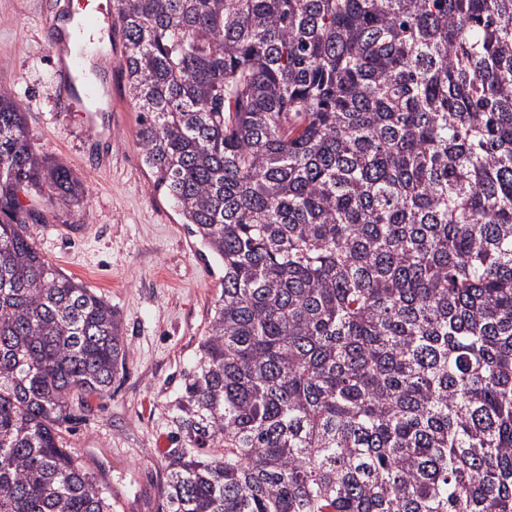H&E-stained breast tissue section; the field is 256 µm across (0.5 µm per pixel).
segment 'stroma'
Wrapping results in <instances>:
<instances>
[{
	"label": "stroma",
	"instance_id": "35a3bbf8",
	"mask_svg": "<svg viewBox=\"0 0 512 512\" xmlns=\"http://www.w3.org/2000/svg\"><path fill=\"white\" fill-rule=\"evenodd\" d=\"M88 3L103 9L109 0H0V87L25 112L32 144L86 187L80 202L41 206L27 231L55 267L111 303L128 346L111 391L78 413L66 444L111 488L117 512H162L167 406L196 357L223 270L152 188L126 93L120 27L110 36L108 111L89 121L69 109L48 29Z\"/></svg>",
	"mask_w": 512,
	"mask_h": 512
}]
</instances>
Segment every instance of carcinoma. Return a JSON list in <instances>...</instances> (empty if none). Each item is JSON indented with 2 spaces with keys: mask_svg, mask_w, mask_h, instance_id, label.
Here are the masks:
<instances>
[{
  "mask_svg": "<svg viewBox=\"0 0 512 512\" xmlns=\"http://www.w3.org/2000/svg\"><path fill=\"white\" fill-rule=\"evenodd\" d=\"M153 188L224 270L165 512H512V0H112ZM85 185L0 87V512H116L66 448L127 343L37 249Z\"/></svg>",
  "mask_w": 512,
  "mask_h": 512,
  "instance_id": "cac0c4a2",
  "label": "carcinoma"
}]
</instances>
